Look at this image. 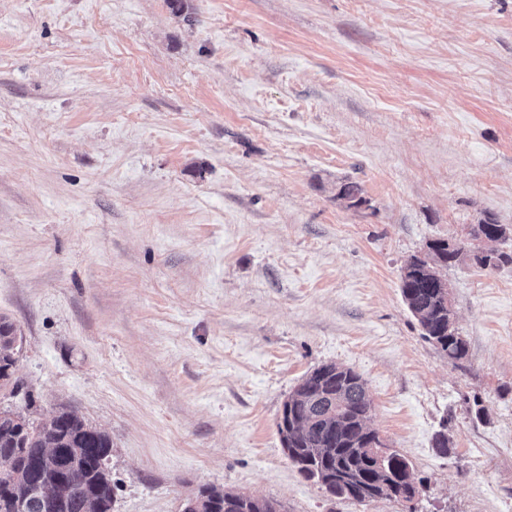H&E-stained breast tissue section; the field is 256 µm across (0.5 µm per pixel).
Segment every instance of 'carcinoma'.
<instances>
[{
    "label": "carcinoma",
    "mask_w": 512,
    "mask_h": 512,
    "mask_svg": "<svg viewBox=\"0 0 512 512\" xmlns=\"http://www.w3.org/2000/svg\"><path fill=\"white\" fill-rule=\"evenodd\" d=\"M448 251L436 246L424 261L410 262L401 278L400 290L408 309L418 320L423 336L448 361L455 364L467 353V342L454 323L448 307V291L424 274L423 267L449 266ZM18 326L0 315V390L21 388L15 377L17 357L14 337ZM371 410L366 383L353 369L325 364L314 369L283 403L281 415L287 424L292 464L307 479L319 483L331 496L358 503L381 498L407 500L412 478L409 461L397 452L388 459V474L371 469L362 449L376 440V432L365 425ZM56 443L67 449V459L76 481L61 499L56 512H112V475L97 459L109 454V435L86 424L66 408L48 421L36 424L10 412H0V482L11 486V496L0 497V512H43V488L58 474L54 456H44L42 468L31 477L21 453H35ZM195 512H280L275 500L257 498L205 487L191 499Z\"/></svg>",
    "instance_id": "obj_1"
}]
</instances>
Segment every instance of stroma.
Instances as JSON below:
<instances>
[{
  "label": "stroma",
  "mask_w": 512,
  "mask_h": 512,
  "mask_svg": "<svg viewBox=\"0 0 512 512\" xmlns=\"http://www.w3.org/2000/svg\"><path fill=\"white\" fill-rule=\"evenodd\" d=\"M487 222L512 225V0H0V315L33 418L109 435L112 512L210 486L512 512V265L444 269L454 364L400 291ZM325 363L365 380L413 501L288 460L282 405Z\"/></svg>",
  "instance_id": "1"
}]
</instances>
